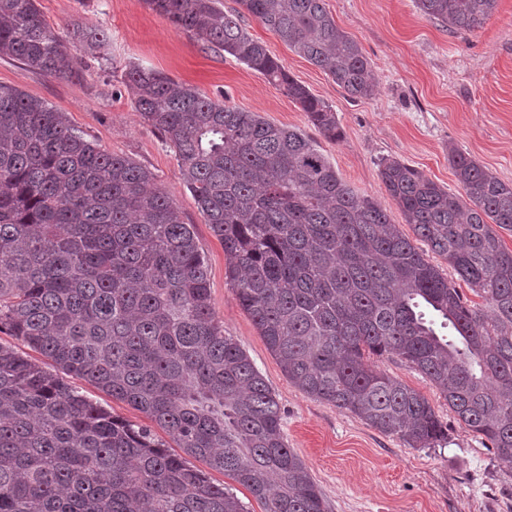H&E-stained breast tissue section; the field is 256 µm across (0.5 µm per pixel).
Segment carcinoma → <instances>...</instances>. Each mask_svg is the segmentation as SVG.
<instances>
[{"mask_svg":"<svg viewBox=\"0 0 512 512\" xmlns=\"http://www.w3.org/2000/svg\"><path fill=\"white\" fill-rule=\"evenodd\" d=\"M151 10L281 88L320 135L341 131L220 0H146ZM243 9L356 99L377 82L325 0H240ZM472 33L497 0H416ZM88 52L107 35L81 28ZM69 42L36 0H0V57L61 72ZM127 84L175 152L187 189L224 245L236 299L295 387L412 448L445 437L430 403L370 368L390 354L434 383L458 420L512 461V184L453 148L461 193L385 159L379 175L405 223L445 258L466 298L355 192L314 140L156 71ZM58 372L0 344V512H247L186 457L245 487L264 512H326L288 447L275 393L211 303L195 233L153 174L109 153L64 113L0 85V328ZM131 404L180 448L71 387Z\"/></svg>","mask_w":512,"mask_h":512,"instance_id":"carcinoma-1","label":"carcinoma"}]
</instances>
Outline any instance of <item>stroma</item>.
<instances>
[{"label": "stroma", "mask_w": 512, "mask_h": 512, "mask_svg": "<svg viewBox=\"0 0 512 512\" xmlns=\"http://www.w3.org/2000/svg\"><path fill=\"white\" fill-rule=\"evenodd\" d=\"M336 25L360 42L377 90L352 98L320 68L288 48L253 18L248 32L298 83L336 114L339 141L321 138L305 112L259 73L149 9L145 0H37L63 33L73 25L105 29L108 63L70 49L63 72L46 75L0 58V85L17 88L64 112L102 149L131 158L195 232L209 270L211 302L226 335L240 343L275 392L290 448L321 488L328 512H512V464L458 421L440 390L397 357L366 355L376 370L423 395L448 439L412 448L351 413L291 384L240 307L225 275L224 247L213 235L181 175L179 161L135 108L130 67L161 71L265 120L303 131L342 179L376 200L406 236L410 225L389 197L379 164L397 159L450 193L459 185L448 161L456 148L504 182H512V0H498L478 30L453 34L425 17L415 0H326Z\"/></svg>", "instance_id": "obj_1"}]
</instances>
